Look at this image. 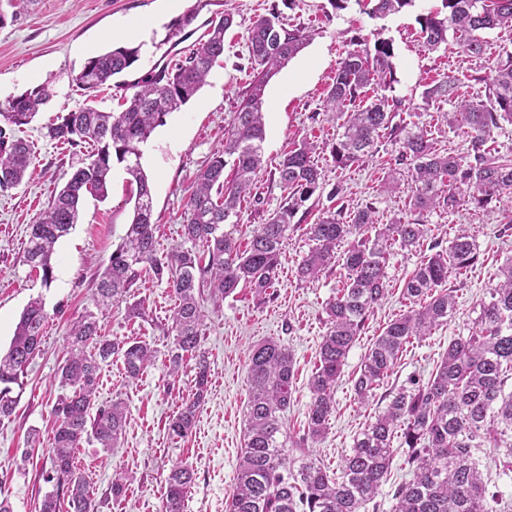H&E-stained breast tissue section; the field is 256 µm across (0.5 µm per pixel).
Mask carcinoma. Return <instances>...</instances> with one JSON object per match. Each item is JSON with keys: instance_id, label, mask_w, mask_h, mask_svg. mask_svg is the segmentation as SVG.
Instances as JSON below:
<instances>
[{"instance_id": "obj_1", "label": "carcinoma", "mask_w": 512, "mask_h": 512, "mask_svg": "<svg viewBox=\"0 0 512 512\" xmlns=\"http://www.w3.org/2000/svg\"><path fill=\"white\" fill-rule=\"evenodd\" d=\"M0 3V27L15 21L25 3ZM370 14L384 19L400 13L413 0H373ZM446 12L418 18L425 46L437 50L453 43L469 58L484 55L486 30L512 28V0H442ZM204 0L165 25L163 42L184 33L196 21ZM234 16L224 14L212 24L206 40L173 67L153 68L126 83L131 95L121 112L84 105L59 112L44 126V137L86 149L70 179L54 195L37 223L31 225L23 262L41 273L44 286L54 279L52 257L57 241L78 224L80 206L88 195L104 198L114 164L124 165L137 184L133 218L125 237L112 251L97 284V308L106 314L127 299L144 267L158 279L167 278L176 298L172 314L173 346L168 353L171 372H194V392L168 423L171 436L184 438L195 423L208 391V364L201 348L203 314L198 296L207 288L214 297H228L243 283L267 294L280 265L281 247L300 228L294 218L323 184L315 161L317 142L305 137L294 144L277 167L280 184L288 190L284 202L259 225L246 247L225 225L238 215L262 167L265 140L264 91L270 79L314 36L305 27L287 28L273 10L252 22L248 53L254 80L224 133V147L196 175V189L186 202L181 236L191 245H206L208 261L182 248L159 254L152 223L153 195L141 164V145L165 118L199 91L209 71L224 57V34ZM392 42L358 37L355 49L339 63L326 93L324 108L336 114L337 134L330 154L345 169L377 153L380 137L395 145V163L382 178L385 191L410 177L409 204L425 212L452 211L466 198L487 207L506 196L512 199V157L492 148L495 130L512 124V56L478 78L480 87L444 74L426 84L422 102L446 101L448 128L465 137L466 148L438 149L421 127H410L401 113L412 107L384 91L395 82ZM139 60V47L117 46L90 57L72 81L93 96ZM373 96H367L368 92ZM54 97L48 82L26 89L0 103V190L19 186L32 164L30 145L12 137V130L29 125ZM232 164L234 176L224 178ZM304 235L312 247L297 266L299 279H315L341 265V287L326 303V331L319 364L308 381L312 400L307 428L294 437L284 427L293 402L294 358L288 348L266 341L252 349L248 382L245 448L237 466L236 485L227 512H366L387 482L397 453L411 478L396 486L390 512H497L500 500L479 468L477 453L485 448L503 452L499 471L512 472V260L501 268L497 283L480 301L477 329L453 339L429 378L400 388L385 409L375 415L353 440L332 476L315 460L295 456L308 442L320 438L335 411V388L345 359L374 309L389 289L386 268L393 249L415 251L428 235L427 225L394 221L375 223V208L367 204L345 224L336 214L307 224ZM425 256L405 283L403 297L416 308L387 323L364 354L353 378L361 403L373 395L413 339H421L448 321L455 311L453 292L445 288L452 275L463 276L478 260L475 239L460 232ZM98 313V314H100ZM98 314L87 311L74 321L67 336V356L59 366L60 382L69 392L51 409L53 437L47 449L50 469L40 512H98L86 476L74 464L75 451L87 441L110 450L127 422L123 402L96 404L100 372L113 357L122 359L128 378L136 379L152 363L154 350L143 342L112 339L101 334ZM46 319L44 304L29 301L10 347L0 355V417L11 416L19 404L13 387L23 388L30 361L39 351ZM401 449L393 448L395 437ZM195 481L194 469L175 463L165 478L161 512H184Z\"/></svg>"}]
</instances>
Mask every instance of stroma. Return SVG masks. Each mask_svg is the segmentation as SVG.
I'll list each match as a JSON object with an SVG mask.
<instances>
[{"label":"stroma","instance_id":"stroma-1","mask_svg":"<svg viewBox=\"0 0 512 512\" xmlns=\"http://www.w3.org/2000/svg\"><path fill=\"white\" fill-rule=\"evenodd\" d=\"M195 0H38L32 12L0 28V102L43 82L55 81L56 96L36 119L21 130L34 151L33 163L23 183L0 192V351H7L20 315L32 297L42 296L47 320L41 350L27 368L20 402L11 417L0 419V493L7 495L13 512H38L50 486L47 450L51 445L50 410L63 389L58 366L62 361L70 324L94 307L97 276L121 242L132 218L130 199L136 188L122 165H114L104 201L86 197L80 220L56 246L55 279L43 286L40 277L22 257L29 227L36 223L53 195L70 178L76 158L69 146L44 138L42 126L57 112L91 103L121 111L123 89L108 86L95 99L71 81L92 56L118 45L141 46L133 77L154 65L180 59L199 44L210 21L232 12L235 23L224 36V57L216 63L197 95L180 111L171 113L143 147L142 165L150 178L153 221L158 224V249H179L184 206L194 188L198 170L224 144V131L240 102L239 94L252 80L248 60V29L254 19L277 10L283 22L315 29L312 41L268 83L265 89L266 138L264 166L251 195L241 203L234 235L248 240L251 231L265 223L283 202L286 192L275 170L285 151L305 137L328 143L336 135V122L323 109V99L339 62L353 48L356 37L384 38L394 46L396 82L392 96L414 103L403 117L432 134L439 148L463 149L464 139L449 132L443 120L448 104L422 107L427 83L448 73L461 81L488 76L492 62L512 55V29L487 31V60H469L454 49H427L420 39L418 18L440 10L442 0H414L411 7L386 19L369 14L366 0H349L338 10L332 0H207L195 32L177 46L154 47L153 37L163 25L180 16ZM142 26L143 38L125 37L128 24ZM391 145L380 143L374 159L338 169L329 151L318 163L325 173L320 195L312 197L302 225L317 221L324 212L349 214L373 203L379 223L399 218L422 220L428 241L447 240L452 229H470L479 246V261L466 276L450 279L456 311L430 336L414 341L398 360L390 376L366 403L354 398L352 378L363 356L386 324L407 310L402 289L421 260L418 252L391 257L387 268L389 293L366 322L350 349L336 384V411L323 437L309 443V456L336 471L353 445L354 437L385 405L388 390L407 384L410 377L428 378L447 351L451 340L476 328L479 302L497 281L506 260L512 258V228L501 224V200L487 209L462 203L453 212L419 215L409 204L408 184L392 191L381 189L384 170L392 163ZM310 248L302 230L284 242L278 276L265 300L251 288L239 286L221 300L203 298L202 348L210 372L208 392L187 437L170 438L168 423L183 399L193 390L191 372L169 375L167 354L173 339L164 332L175 306L166 280L142 272L128 303H142L145 318L131 319L127 305L112 309L102 323L108 336L149 343L156 359L138 379L126 378L121 359L104 366L98 386L101 403L119 398L128 409L126 428L118 444L106 451L98 444L83 445L76 462L90 481L99 512H159L165 477L173 463L184 461L195 470V483L185 512H226L233 492L236 466L245 443V414L249 397L248 365L252 348L274 340L285 344L295 359L293 401L285 414L290 433L303 432L311 400L308 380L315 371L319 346L326 331L325 305L335 295L340 268L324 272L313 282L299 281L296 267ZM127 480L120 500L107 498L113 473Z\"/></svg>","mask_w":512,"mask_h":512}]
</instances>
